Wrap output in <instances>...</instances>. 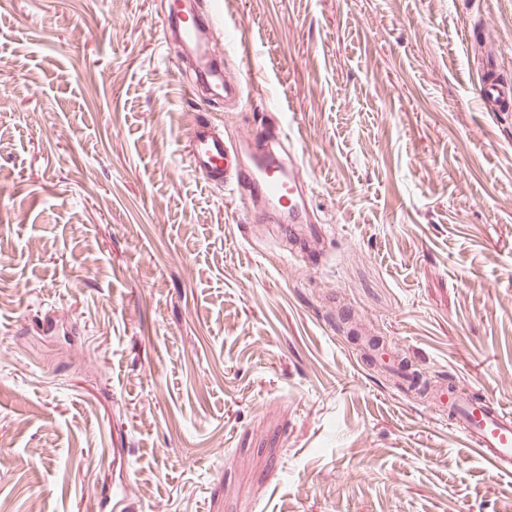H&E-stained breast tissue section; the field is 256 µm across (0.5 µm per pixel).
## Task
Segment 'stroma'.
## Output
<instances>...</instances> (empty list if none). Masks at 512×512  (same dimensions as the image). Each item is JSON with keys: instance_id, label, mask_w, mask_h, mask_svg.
I'll list each match as a JSON object with an SVG mask.
<instances>
[{"instance_id": "1", "label": "stroma", "mask_w": 512, "mask_h": 512, "mask_svg": "<svg viewBox=\"0 0 512 512\" xmlns=\"http://www.w3.org/2000/svg\"><path fill=\"white\" fill-rule=\"evenodd\" d=\"M199 2L241 100L187 94L173 0H0V512H512L345 325L512 409V0ZM199 112L286 114L312 233L191 171ZM484 109L508 115L512 110V90L498 79V70L490 63L481 70V79L476 88Z\"/></svg>"}]
</instances>
